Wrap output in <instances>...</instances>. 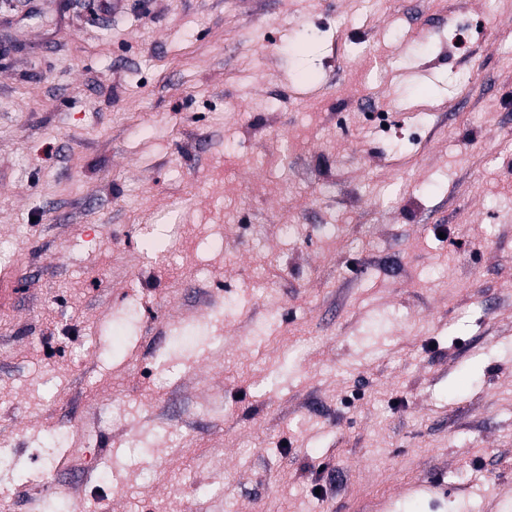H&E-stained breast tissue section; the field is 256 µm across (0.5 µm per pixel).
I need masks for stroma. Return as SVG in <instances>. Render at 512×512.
Listing matches in <instances>:
<instances>
[{
	"label": "stroma",
	"mask_w": 512,
	"mask_h": 512,
	"mask_svg": "<svg viewBox=\"0 0 512 512\" xmlns=\"http://www.w3.org/2000/svg\"><path fill=\"white\" fill-rule=\"evenodd\" d=\"M512 0H0V512H512Z\"/></svg>",
	"instance_id": "1"
}]
</instances>
